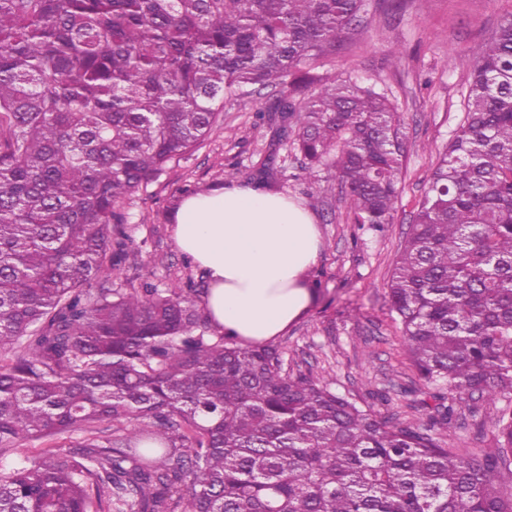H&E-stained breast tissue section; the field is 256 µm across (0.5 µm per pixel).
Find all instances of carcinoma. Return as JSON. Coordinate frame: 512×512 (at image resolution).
Wrapping results in <instances>:
<instances>
[{"label": "carcinoma", "instance_id": "1", "mask_svg": "<svg viewBox=\"0 0 512 512\" xmlns=\"http://www.w3.org/2000/svg\"><path fill=\"white\" fill-rule=\"evenodd\" d=\"M365 0H0V512H512V21L473 64L389 279L427 423L379 416L268 344L195 333L193 289L94 287L117 208L273 92L313 179L391 224L407 153L385 92L317 72ZM250 183L277 189L258 170ZM493 427L450 448L445 393ZM132 423L127 435L104 425ZM83 434L8 460L17 439Z\"/></svg>", "mask_w": 512, "mask_h": 512}]
</instances>
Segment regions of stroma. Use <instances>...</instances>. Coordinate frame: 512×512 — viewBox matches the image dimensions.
<instances>
[{
    "label": "stroma",
    "instance_id": "1",
    "mask_svg": "<svg viewBox=\"0 0 512 512\" xmlns=\"http://www.w3.org/2000/svg\"><path fill=\"white\" fill-rule=\"evenodd\" d=\"M512 20V0H367L360 24L344 49L322 60L331 77H360L398 104L409 151L404 190L392 224L358 228L331 172L318 175L320 192L310 196L293 152L280 142L277 122H258L265 97L224 107V116L202 145L170 163L122 205L127 256L112 277L116 288L194 285L203 309L207 282L173 238L175 209L190 190L223 187L226 173L249 180L266 160L279 167L280 193L315 217L321 249L310 280L317 301L272 344L291 373L313 371L337 393L400 421H417L423 393L406 392L414 375L400 342L401 326L390 309L388 280L408 226L427 189L438 149L464 116L471 66L499 26ZM399 47V67L389 62Z\"/></svg>",
    "mask_w": 512,
    "mask_h": 512
}]
</instances>
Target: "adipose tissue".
I'll return each instance as SVG.
<instances>
[{
  "mask_svg": "<svg viewBox=\"0 0 512 512\" xmlns=\"http://www.w3.org/2000/svg\"><path fill=\"white\" fill-rule=\"evenodd\" d=\"M173 238L207 279L205 311L216 330L264 343L310 309L320 231L287 195L243 182L187 196Z\"/></svg>",
  "mask_w": 512,
  "mask_h": 512,
  "instance_id": "1",
  "label": "adipose tissue"
}]
</instances>
